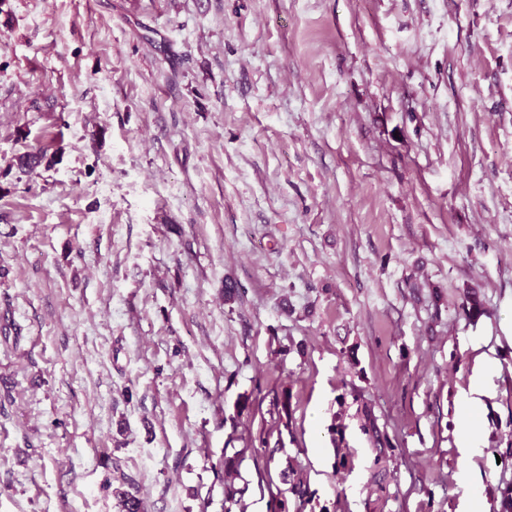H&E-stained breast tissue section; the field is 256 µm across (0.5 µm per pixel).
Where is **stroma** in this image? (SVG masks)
I'll list each match as a JSON object with an SVG mask.
<instances>
[{"label": "stroma", "mask_w": 512, "mask_h": 512, "mask_svg": "<svg viewBox=\"0 0 512 512\" xmlns=\"http://www.w3.org/2000/svg\"><path fill=\"white\" fill-rule=\"evenodd\" d=\"M227 451L512 512V0H0V512H223ZM478 398L471 399L464 407L465 413V428L461 436V441L466 444L469 452L473 455L478 454L479 448L476 439L473 436V429L475 427L474 420L478 413Z\"/></svg>", "instance_id": "obj_1"}]
</instances>
